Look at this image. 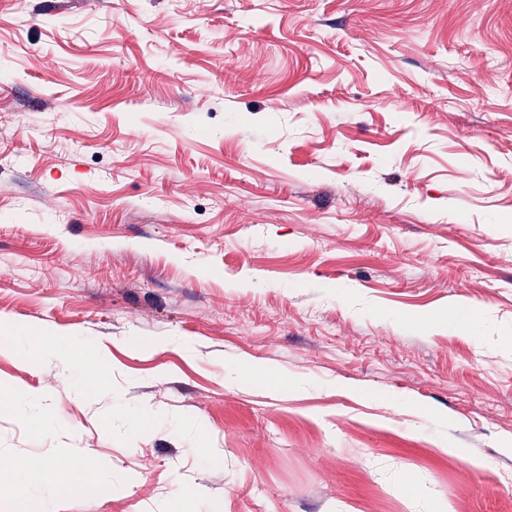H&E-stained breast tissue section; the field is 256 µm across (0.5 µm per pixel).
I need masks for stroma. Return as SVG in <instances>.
Returning <instances> with one entry per match:
<instances>
[{
    "instance_id": "obj_1",
    "label": "stroma",
    "mask_w": 512,
    "mask_h": 512,
    "mask_svg": "<svg viewBox=\"0 0 512 512\" xmlns=\"http://www.w3.org/2000/svg\"><path fill=\"white\" fill-rule=\"evenodd\" d=\"M1 336L0 512H512V0H0ZM23 464L22 469L16 468L13 464L10 466L1 467L0 482L1 487H14L18 484V475L24 474L34 479L29 482L34 488H37L43 494H48L51 488L56 483V475L50 470L47 462L44 459L31 457L20 461ZM7 485V486H5ZM29 486H24V491L30 489Z\"/></svg>"
}]
</instances>
